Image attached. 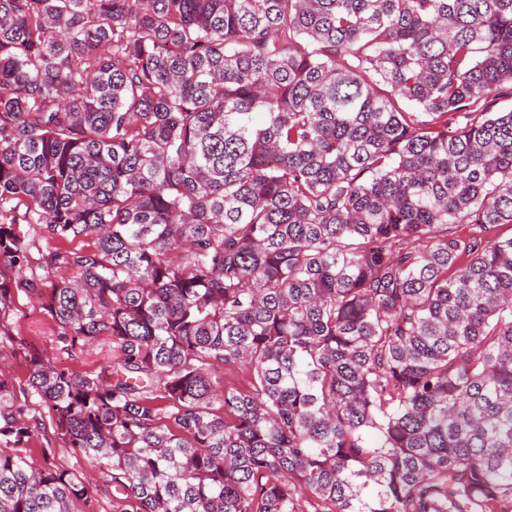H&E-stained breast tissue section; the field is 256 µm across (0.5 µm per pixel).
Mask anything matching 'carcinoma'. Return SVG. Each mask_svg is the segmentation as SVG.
Returning a JSON list of instances; mask_svg holds the SVG:
<instances>
[{"mask_svg": "<svg viewBox=\"0 0 512 512\" xmlns=\"http://www.w3.org/2000/svg\"><path fill=\"white\" fill-rule=\"evenodd\" d=\"M506 97L512 0H0V512L87 500L31 395L120 512H512ZM51 288L43 287V298L21 294L15 298L14 310L9 318L10 329L28 346L41 351L60 369L86 372L98 371L112 359V343L103 337L99 342L85 347H71L58 338V330L44 302ZM14 348L9 343L5 344V347H0V357L2 356L7 360L9 364V378L18 391L19 387H27L29 374L23 359L14 354ZM31 408L34 409L32 413H35L43 423L42 428L29 445V448L33 450L32 459L35 464L40 465L42 463L41 448L47 446L48 442L51 443L54 450L52 454L54 464L61 469L82 472L88 480L90 496L94 501V510L96 512H120L119 501L115 497L116 494L111 485L106 483L103 477L93 470L91 464L80 457H76L69 448H64L56 440L46 409L35 403L31 404ZM90 475H93V478H90Z\"/></svg>", "mask_w": 512, "mask_h": 512, "instance_id": "1", "label": "carcinoma"}]
</instances>
